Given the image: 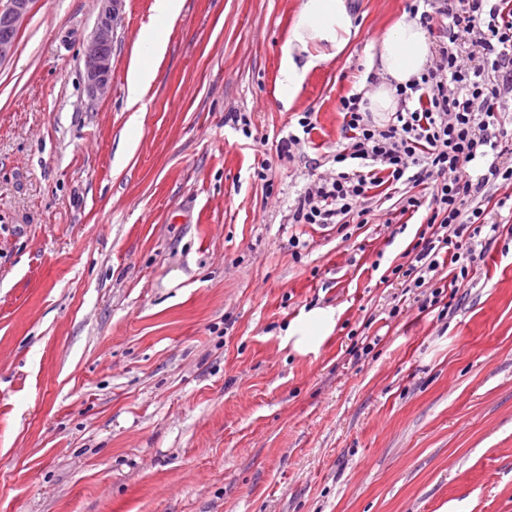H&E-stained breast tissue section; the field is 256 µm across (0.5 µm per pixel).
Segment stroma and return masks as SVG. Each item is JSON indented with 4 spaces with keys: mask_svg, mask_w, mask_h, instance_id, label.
<instances>
[{
    "mask_svg": "<svg viewBox=\"0 0 512 512\" xmlns=\"http://www.w3.org/2000/svg\"><path fill=\"white\" fill-rule=\"evenodd\" d=\"M152 2H123L106 95L97 0H36L0 62V512H512V235L480 236L440 310L381 280L422 229L415 187L343 232L291 221L408 0H353L358 35L289 105L301 0ZM148 26L166 51L132 109ZM315 308L335 326L297 350ZM100 8L95 31L84 52V78L92 96L106 92L112 86V45L114 30L123 0H98Z\"/></svg>",
    "mask_w": 512,
    "mask_h": 512,
    "instance_id": "1",
    "label": "stroma"
}]
</instances>
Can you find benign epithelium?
Returning <instances> with one entry per match:
<instances>
[{"label":"benign epithelium","mask_w":512,"mask_h":512,"mask_svg":"<svg viewBox=\"0 0 512 512\" xmlns=\"http://www.w3.org/2000/svg\"><path fill=\"white\" fill-rule=\"evenodd\" d=\"M100 8L95 31L84 52V78L91 95L97 96L112 86V59L105 54L112 44L114 30L120 16L123 0H98ZM34 0H0V13L5 15L13 29L20 30L32 12Z\"/></svg>","instance_id":"1"}]
</instances>
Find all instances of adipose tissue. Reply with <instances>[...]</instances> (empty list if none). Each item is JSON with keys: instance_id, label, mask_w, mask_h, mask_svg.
<instances>
[{"instance_id": "obj_1", "label": "adipose tissue", "mask_w": 512, "mask_h": 512, "mask_svg": "<svg viewBox=\"0 0 512 512\" xmlns=\"http://www.w3.org/2000/svg\"><path fill=\"white\" fill-rule=\"evenodd\" d=\"M359 25L350 0H302L285 44L279 84L295 96L306 75L340 55L357 36ZM433 38L421 13H402L371 46L365 80L366 111L387 117L399 108L398 87L420 78L431 56ZM164 43L154 30L143 31L127 73L128 101L137 104L156 78L155 62Z\"/></svg>"}]
</instances>
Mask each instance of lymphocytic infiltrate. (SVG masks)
<instances>
[{
	"label": "lymphocytic infiltrate",
	"instance_id": "obj_1",
	"mask_svg": "<svg viewBox=\"0 0 512 512\" xmlns=\"http://www.w3.org/2000/svg\"><path fill=\"white\" fill-rule=\"evenodd\" d=\"M440 14L448 39L436 44L419 80L398 88L402 107L387 122L362 112L361 94L340 99L347 137L335 156L338 169L314 180L292 214L297 224H365L373 188L430 186V201L404 199L403 212L430 213L406 261L391 270L407 287L428 288L426 309L442 301L449 283L468 278L482 230L496 235L504 227V201L488 207L483 189L512 186V164L501 161L508 132L500 105L501 86L512 85V0L447 2ZM479 158L490 164L475 180L469 169Z\"/></svg>",
	"mask_w": 512,
	"mask_h": 512
}]
</instances>
